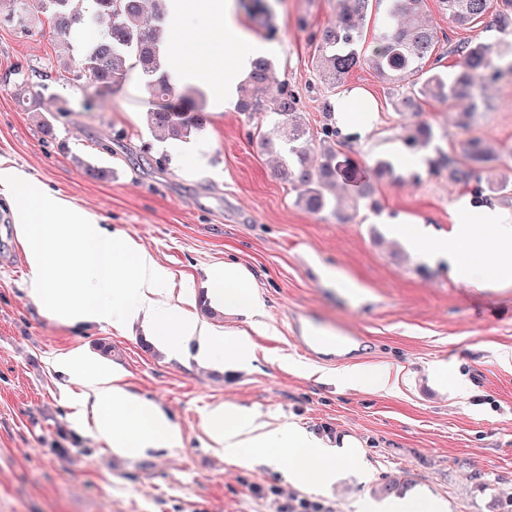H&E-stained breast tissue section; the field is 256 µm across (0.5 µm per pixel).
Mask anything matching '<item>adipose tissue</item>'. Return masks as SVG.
I'll return each mask as SVG.
<instances>
[{
	"mask_svg": "<svg viewBox=\"0 0 512 512\" xmlns=\"http://www.w3.org/2000/svg\"><path fill=\"white\" fill-rule=\"evenodd\" d=\"M199 20L217 37L196 45L205 65L192 68L186 64L182 33ZM169 30L173 75L181 83L205 85L219 111L240 73L266 50L261 41L244 34L229 0H170ZM228 45L233 48L229 54L224 51ZM0 201L10 208L25 249L26 294L48 316L67 325L104 323L117 331L139 320L169 352L179 354L193 344L198 356L207 359L215 343L222 342L236 363L248 366L256 360L252 336L267 331L266 313L252 278L238 264L228 262L213 272L214 296L225 308L245 315L249 327L219 333L194 314L192 299L175 294L172 273L149 251L131 238H117L87 211L3 161ZM393 232L426 260H447L466 283L479 287L512 282V222H504L495 209L476 217L460 202L449 233L423 224H397ZM56 371L82 388L74 404V425L92 428L114 453L182 447V432L162 407L131 392L120 376L77 351L61 358ZM400 373L390 364L353 366L337 371L335 382L341 388L394 394ZM205 428L225 459L236 464L262 456L272 465L278 449H292L295 463L288 478L309 489L331 485L340 466L358 456L357 441L347 439L332 448L304 429L274 426L235 405L211 408Z\"/></svg>",
	"mask_w": 512,
	"mask_h": 512,
	"instance_id": "obj_1",
	"label": "adipose tissue"
}]
</instances>
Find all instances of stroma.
Wrapping results in <instances>:
<instances>
[{
    "mask_svg": "<svg viewBox=\"0 0 512 512\" xmlns=\"http://www.w3.org/2000/svg\"><path fill=\"white\" fill-rule=\"evenodd\" d=\"M269 2L263 28L244 0H232L245 28L266 42L265 56L296 94L313 137L335 124L337 99L358 93L368 128H342L337 149L366 169L380 158L395 165V176L377 180L358 208L345 200L313 214L296 205V190L278 176L284 155L261 146L276 115L240 111L232 99L195 137L159 142L145 123L150 104L139 72L96 109L98 87L64 71L68 51L49 37V21L28 37L0 25V157L109 232L137 240L174 273L182 295L210 297L212 272L239 263L269 325L256 339L252 367L238 370L220 345L198 361L158 344L145 349L138 325L121 333L62 324L28 299L25 253L10 209L0 205V512H299L304 499L328 512H358L360 502L381 501V486L395 476L409 480V493L444 502L446 512H512V363L499 358L512 350V287H467L447 262L422 260L392 232L399 223L449 232L461 199L473 214L490 206L512 221V191L487 196L452 183L447 169H431L402 138L403 125L424 121L452 161L477 136L512 169V77L484 89L488 108L468 128L457 126L451 100H425L402 114L393 107L401 89L368 67L336 89L318 80L316 48L335 18L334 0ZM24 80L39 95L31 110L14 98ZM116 130L125 138L114 144ZM106 143L111 151H103ZM82 159L110 177L88 178ZM303 314L323 335L364 336L357 364L402 367L399 394L329 383L340 364L302 351L295 324ZM75 349L162 405L183 446L121 457L75 430L74 396L54 370ZM439 364L470 383L467 397L454 396L450 380L435 374ZM224 404L332 444L357 440L366 467L345 465L332 486L309 490L288 480L293 455L285 448L277 467L260 459L227 464L203 427L206 412Z\"/></svg>",
    "mask_w": 512,
    "mask_h": 512,
    "instance_id": "stroma-1",
    "label": "stroma"
}]
</instances>
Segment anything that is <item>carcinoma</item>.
Masks as SVG:
<instances>
[{"instance_id":"carcinoma-1","label":"carcinoma","mask_w":512,"mask_h":512,"mask_svg":"<svg viewBox=\"0 0 512 512\" xmlns=\"http://www.w3.org/2000/svg\"><path fill=\"white\" fill-rule=\"evenodd\" d=\"M89 14L84 0H8V9L0 10V21L32 33L29 22L45 15L51 19L52 37L70 47L75 55L69 66L75 79H91L98 87L110 89L125 81L131 68L139 69L152 108L146 113L147 125L160 140H187L208 123V113L196 100L200 91L185 88L174 93L168 65L167 0H93ZM372 0H336V21L324 28L318 46L317 71L329 85L367 64L387 82L410 87L411 95L396 100L400 112H414L423 100H454L463 104L457 126H467L468 118L483 112L487 103L480 92L483 84L496 83L512 76V0H436L440 12L458 28L468 29L487 14L496 15L500 37L493 42H465L449 49L460 57L454 71L448 73L430 64L438 52L440 39L427 16V0H391L388 21L375 37L371 51L361 47V32ZM108 19L104 33L87 45H73L76 32L100 19ZM253 90L268 93L260 109L282 117L262 148L283 152L288 166L280 176L299 189L297 204L319 214L331 205L328 190L332 186L355 188L354 202L372 197L374 185L357 163L336 151L328 130L316 143L297 119V100L288 88L275 81L270 60L255 59L244 83L243 107L250 105ZM404 141L412 150L428 148L434 141L432 126L412 123L404 127ZM492 159V151L479 138L468 139L463 160L452 163L445 154L429 160L436 169L449 168L451 180L468 185L485 181L492 192H504L511 176H483Z\"/></svg>"}]
</instances>
